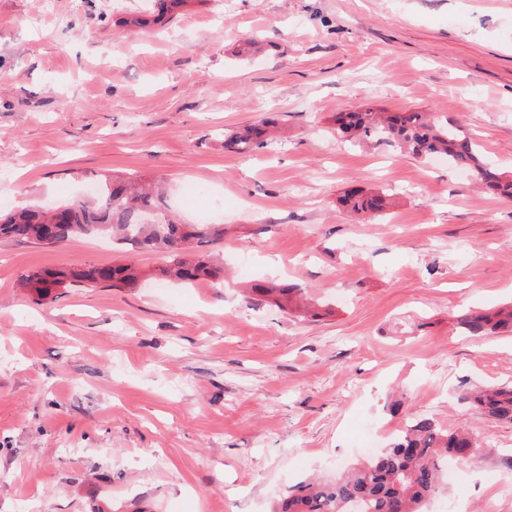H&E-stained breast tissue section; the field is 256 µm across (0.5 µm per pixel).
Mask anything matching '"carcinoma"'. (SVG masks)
Segmentation results:
<instances>
[{
	"label": "carcinoma",
	"instance_id": "1",
	"mask_svg": "<svg viewBox=\"0 0 512 512\" xmlns=\"http://www.w3.org/2000/svg\"><path fill=\"white\" fill-rule=\"evenodd\" d=\"M187 0H154L151 10L137 21L142 27L171 18ZM276 120L246 125L224 134V149L248 153L264 147ZM334 132L349 139L382 136L400 150L419 158L443 156L448 165L465 169L486 190L512 198V175L498 173L481 156L480 144L459 125L440 126L425 112H374L364 109L339 112ZM342 206L357 216H378L390 205L387 195L345 192ZM58 229V242L109 236L123 249L159 250L168 257L158 268L161 279L177 282L217 280L223 267L200 250L224 238L221 224H187L162 209L142 179H107L92 200L75 196L66 204L45 208L0 210V241H25L46 246L49 226ZM139 272L130 264L61 267L36 270L20 276V284L38 303L56 299L55 288H134ZM252 299L272 303L282 310L303 302L301 289L288 283L257 285ZM457 324L470 336L512 333V305L492 312L468 310ZM464 400L480 415L512 423V384L467 392ZM475 438L464 429H441L434 419L416 417L397 442L371 459L360 462L333 482H306L282 500L280 512H423L441 484L442 461L448 456L467 462L477 455Z\"/></svg>",
	"mask_w": 512,
	"mask_h": 512
}]
</instances>
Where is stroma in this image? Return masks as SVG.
<instances>
[{
  "label": "stroma",
  "instance_id": "35a3bbf8",
  "mask_svg": "<svg viewBox=\"0 0 512 512\" xmlns=\"http://www.w3.org/2000/svg\"><path fill=\"white\" fill-rule=\"evenodd\" d=\"M148 0H0V204L53 206L97 180L159 183L223 281L154 278L166 258L106 238L0 244V512H273L359 462L412 413L466 426L475 465L427 504L512 512V424L464 391L512 382V333L464 335L470 307L512 302V199L367 138L339 112L423 111L512 174V0H187L143 32ZM266 147L224 132L268 114ZM387 191L386 216L340 206ZM131 263L135 288H61L35 267ZM303 288L317 318L249 302Z\"/></svg>",
  "mask_w": 512,
  "mask_h": 512
}]
</instances>
